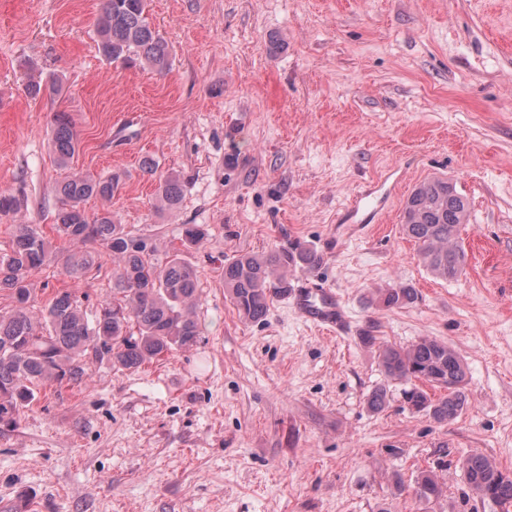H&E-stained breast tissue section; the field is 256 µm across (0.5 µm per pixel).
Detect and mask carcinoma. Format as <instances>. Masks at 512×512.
Instances as JSON below:
<instances>
[{
	"label": "carcinoma",
	"instance_id": "carcinoma-1",
	"mask_svg": "<svg viewBox=\"0 0 512 512\" xmlns=\"http://www.w3.org/2000/svg\"><path fill=\"white\" fill-rule=\"evenodd\" d=\"M95 32L98 54L109 63L139 60L159 72L170 66L169 44L149 21L148 0H104ZM26 89L32 99L55 92L54 84L36 76L29 77ZM51 140L59 164L68 165L76 151V133L67 113H54ZM119 189L116 177L81 172L57 186L52 230L72 246L64 257L66 273L82 277L101 248L113 258L112 298L100 304L92 320L69 291L57 293L42 309L35 307L30 275L53 257L54 249L35 225H15L11 249L0 256V292L8 293L13 302L10 311L0 312V424L16 425L41 386L85 382L92 356H107L112 366L135 370L199 342L201 331L193 311L198 296L195 269L177 254L165 266H155L146 259L147 241L115 223L111 210H85L87 200L108 203ZM183 193L179 177L160 180L157 196L165 207L176 208ZM468 215L466 198L446 178L427 180L408 197L403 230L433 275L451 280L463 272L466 253L455 238ZM322 263L316 250L300 244L242 254L224 263V291L243 319L260 322L274 298L288 295L292 272ZM416 299L415 289L399 285L377 292L372 301L392 309ZM377 353L389 378L419 380L447 391L435 399L416 385L404 392L407 402L435 422L455 420L468 405L466 367L448 344L423 338L408 348L382 345ZM462 467L471 491L501 507L512 506L511 474L480 452L469 454ZM414 490L428 505L446 496L447 485L438 471L421 470Z\"/></svg>",
	"mask_w": 512,
	"mask_h": 512
}]
</instances>
